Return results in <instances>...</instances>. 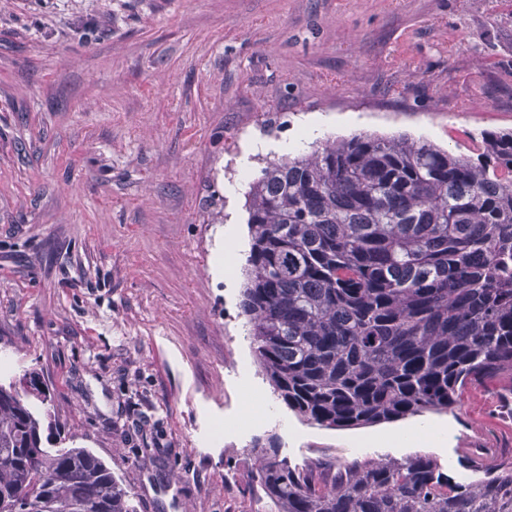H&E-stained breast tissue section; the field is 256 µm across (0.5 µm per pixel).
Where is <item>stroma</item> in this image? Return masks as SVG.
Wrapping results in <instances>:
<instances>
[{
  "instance_id": "obj_1",
  "label": "stroma",
  "mask_w": 512,
  "mask_h": 512,
  "mask_svg": "<svg viewBox=\"0 0 512 512\" xmlns=\"http://www.w3.org/2000/svg\"><path fill=\"white\" fill-rule=\"evenodd\" d=\"M318 140L477 156L512 130V0H0V358L138 512H254L296 466L512 451L499 382L351 429L278 399L241 313L248 174Z\"/></svg>"
}]
</instances>
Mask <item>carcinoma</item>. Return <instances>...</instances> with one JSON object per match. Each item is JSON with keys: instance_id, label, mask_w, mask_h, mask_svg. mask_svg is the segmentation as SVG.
<instances>
[{"instance_id": "carcinoma-1", "label": "carcinoma", "mask_w": 512, "mask_h": 512, "mask_svg": "<svg viewBox=\"0 0 512 512\" xmlns=\"http://www.w3.org/2000/svg\"><path fill=\"white\" fill-rule=\"evenodd\" d=\"M453 155L360 133L262 167L249 184L241 314L274 392L306 421L356 427L448 410L472 384L512 394V131ZM0 382V512H137L84 447L53 429L40 373ZM251 478L277 512H512V454L465 453L459 483L429 456L297 467L274 439Z\"/></svg>"}]
</instances>
